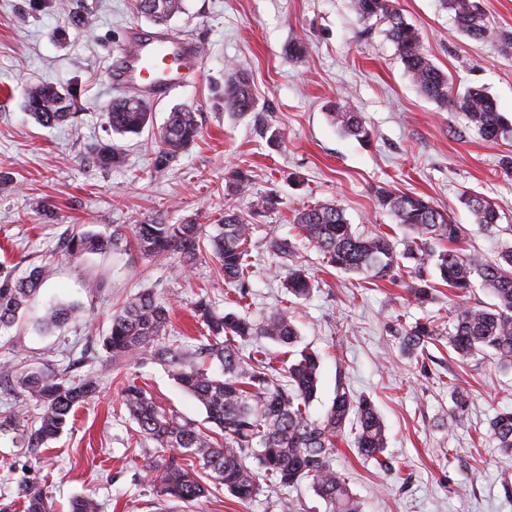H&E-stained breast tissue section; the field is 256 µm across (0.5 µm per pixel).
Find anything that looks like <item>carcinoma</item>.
Returning <instances> with one entry per match:
<instances>
[{"label":"carcinoma","mask_w":512,"mask_h":512,"mask_svg":"<svg viewBox=\"0 0 512 512\" xmlns=\"http://www.w3.org/2000/svg\"><path fill=\"white\" fill-rule=\"evenodd\" d=\"M457 28L475 41L496 40L512 47V31L490 28L478 0H442ZM360 21L374 18L388 22L387 37L393 43L410 80L427 99L465 115L469 126L481 136L494 140L512 133V121L497 108L495 100L481 88L464 94L453 92L448 74L439 68L425 50L418 29L408 23L395 7V0H351ZM59 90L41 84L28 91L26 110L43 126L67 121L76 110L73 94L67 103H58ZM224 102L235 112H252L255 99L248 79L229 70ZM343 132L365 140L369 131L363 116L339 108L329 113ZM148 103L133 95L117 97L107 112L112 133L138 134L148 124ZM200 135L197 113L178 108L169 113L159 131L158 169L167 168ZM101 168L124 163L121 146L99 143L93 149ZM251 176L235 169L225 183L227 194L249 196ZM376 205L390 212L396 223L410 235L404 249L396 250L391 237L381 231L369 234L352 228L343 207L337 203L306 206L293 217L297 237L314 247L327 264L364 280L402 283L410 299L419 307L436 300L437 288L428 279L425 265H433L439 281L454 292L448 317H426L411 326L397 324L392 333L408 354L425 350L427 344L443 342L448 351L464 361L477 356L490 358L503 371H512V243L493 258L466 252L464 228L448 210L422 195L403 193L388 184L373 188ZM473 223L486 232L499 228V214L491 202L479 196L462 199ZM272 193L249 201L248 211H224L219 224L207 226L191 221L162 224L143 221L132 229L137 250L147 256L179 258L192 267L209 244L224 284L234 288L239 300L246 299L251 275L250 241L252 220L277 209ZM126 239L120 229L109 236L93 231H66L60 247L71 258L87 253L106 252ZM275 272L284 287L297 299L309 296L314 283L305 269L292 264L296 243L270 241ZM43 282L37 266L22 278L0 272V330L12 327L19 311L34 302ZM480 286L493 302L470 305L462 297ZM195 315L206 327L208 344L198 351L187 345L165 341L169 311L145 291L112 313V325L105 347L115 359L131 360L148 352L167 367L175 382L205 409L211 427L169 414L157 405L147 391L135 384L123 390L122 405L137 425V433L155 444L159 461L149 466L151 479L160 496L178 502H193L210 492L208 482L224 487L241 501L253 499L261 491V481L291 487L309 481L314 493L329 506V512H361L360 502L351 493L349 475L336 466L338 442L345 440V428L354 430L353 448L365 458L379 459L386 448V428L370 400L353 394L340 384L326 414L314 419L309 404L315 399L321 355L295 350L300 334L294 311L281 308L260 321L236 312H217L208 298L195 304ZM75 306L56 304L46 308L37 322L48 332L73 321H81ZM285 348L292 356L286 366L269 357L261 340ZM255 344L249 353L241 345ZM215 357L222 373L215 375L200 362L203 352ZM0 380L13 382L18 394L36 401L39 413L30 422L16 411L0 414V425L9 423L27 435V450L33 456L66 427L74 410L95 396L98 379L86 375L73 378L68 371L20 372L9 363H0ZM488 433L501 454H512V412L498 411L487 421ZM206 470L210 481L197 473ZM25 512H51L41 485L27 482L21 487ZM72 512H99L98 502L89 494L75 497Z\"/></svg>","instance_id":"carcinoma-1"}]
</instances>
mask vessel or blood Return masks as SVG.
<instances>
[{
  "mask_svg": "<svg viewBox=\"0 0 512 512\" xmlns=\"http://www.w3.org/2000/svg\"><path fill=\"white\" fill-rule=\"evenodd\" d=\"M126 42L118 66L107 73L110 87L117 92L132 89L142 98L159 101L201 69L194 42L134 27L128 30Z\"/></svg>",
  "mask_w": 512,
  "mask_h": 512,
  "instance_id": "vessel-or-blood-1",
  "label": "vessel or blood"
}]
</instances>
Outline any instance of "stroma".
<instances>
[{"label": "stroma", "instance_id": "stroma-1", "mask_svg": "<svg viewBox=\"0 0 512 512\" xmlns=\"http://www.w3.org/2000/svg\"><path fill=\"white\" fill-rule=\"evenodd\" d=\"M184 4L166 27L202 45L200 74L151 103L150 125L120 140L123 165L104 169L88 150L112 137L107 69L129 27L151 31L154 23L136 12L134 0H73L69 12L61 11L59 0H0V173L13 180L0 191V265L19 275L34 266L45 270L37 304L0 333V362L48 372L67 366L74 376L100 377L95 397L75 410L39 459H30L24 433L0 429V502L17 501L30 480L41 483L53 512H71L81 494L95 497L101 512H280L284 498L294 512H328L305 483L267 486L248 502L221 486L192 504L161 499L147 470L157 458L155 445L138 435L121 408L122 388L136 381L160 405L199 425L205 410L149 354L116 362L103 339L113 311L150 291L171 312L168 338L184 336L198 345L200 328L191 316L197 300L206 295L217 311L230 308L216 261L207 250L187 269L122 244L78 259L60 249L63 231L81 225L109 234L149 219L219 223L225 208L247 206L224 191L228 170L242 168L252 176V194L272 192L279 199L253 226L248 316L291 307L302 345L322 354L312 418L324 416L342 383L368 397L386 426L382 461L340 446L337 465L349 473L363 512H512V484L500 478L502 470H512V459L499 453L487 431L488 417L512 409V371H499L489 360L462 361L434 344L408 356L389 330L398 319L411 325L438 314L447 296L419 308L403 285L358 281L302 244L297 262L316 287L298 300L274 275L270 252L272 238L293 237L298 209L328 202L340 204L354 228L401 241L404 228L375 204L372 188L386 182L447 208L465 229L467 249L494 257L504 236L472 224L460 198L485 197L501 225H512V176L499 164L512 156V138L485 140L461 115L424 97L405 74L385 23L359 21L350 0ZM396 7L418 28L455 91L485 89L512 118V49L462 34L440 0H396ZM84 13L93 18L86 27L76 23ZM292 44L302 47L301 56H289ZM231 66L250 76L254 111L225 108ZM41 83L76 92L81 108L74 118L45 127L25 112L28 90ZM333 102L362 114L369 142L331 124L327 107ZM180 107L197 112L200 136L167 169H156L158 131ZM54 302L79 304L93 329L70 324L36 332L43 305ZM452 374L470 399L461 414L445 385Z\"/></svg>", "mask_w": 512, "mask_h": 512}]
</instances>
